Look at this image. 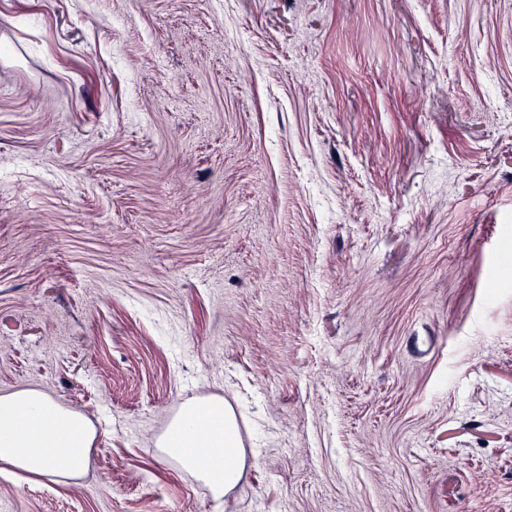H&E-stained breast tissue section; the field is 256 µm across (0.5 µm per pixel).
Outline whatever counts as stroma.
Returning a JSON list of instances; mask_svg holds the SVG:
<instances>
[{"label": "stroma", "mask_w": 512, "mask_h": 512, "mask_svg": "<svg viewBox=\"0 0 512 512\" xmlns=\"http://www.w3.org/2000/svg\"><path fill=\"white\" fill-rule=\"evenodd\" d=\"M509 254L512 0H0V512H512ZM94 432L79 414L49 396L21 391L0 396V463L36 476H52L57 459L77 471L91 448ZM159 448L207 482L218 499L237 484L245 464L234 416L223 401L187 405Z\"/></svg>", "instance_id": "stroma-1"}]
</instances>
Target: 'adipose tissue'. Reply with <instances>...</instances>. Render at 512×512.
<instances>
[{"mask_svg": "<svg viewBox=\"0 0 512 512\" xmlns=\"http://www.w3.org/2000/svg\"><path fill=\"white\" fill-rule=\"evenodd\" d=\"M93 440L81 415L45 394L21 391L0 396V463L5 466L50 476L55 461L65 458L77 469ZM160 446L207 482L219 498L237 484L245 464L234 416L220 401L187 405Z\"/></svg>", "mask_w": 512, "mask_h": 512, "instance_id": "ef3b65f1", "label": "adipose tissue"}]
</instances>
